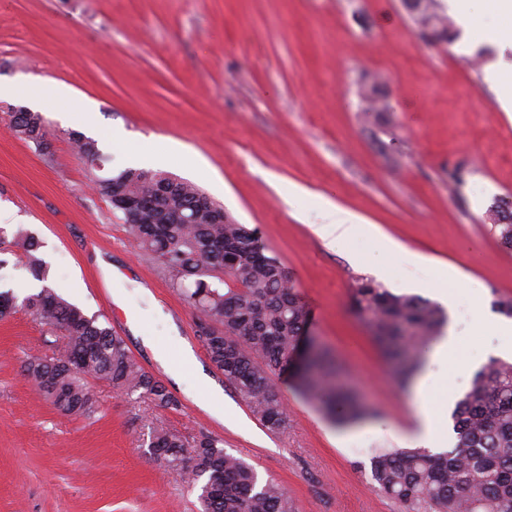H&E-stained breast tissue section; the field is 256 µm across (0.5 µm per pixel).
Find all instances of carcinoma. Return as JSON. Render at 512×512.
Instances as JSON below:
<instances>
[{
	"instance_id": "obj_1",
	"label": "carcinoma",
	"mask_w": 512,
	"mask_h": 512,
	"mask_svg": "<svg viewBox=\"0 0 512 512\" xmlns=\"http://www.w3.org/2000/svg\"><path fill=\"white\" fill-rule=\"evenodd\" d=\"M409 18L431 42L451 39V23L441 0H405ZM357 85L362 111L376 123L384 82L364 72ZM8 126L25 140L48 149L46 121L39 112H8ZM78 154L91 169L104 160L93 140L75 139ZM115 178L140 200L134 213H123L128 236L137 248L156 258L177 280L197 314L198 337L211 362L224 372L252 414L268 429L287 424L284 401L271 385L272 375L295 377L299 391L349 422L369 413L360 398L338 382L339 361L323 351L311 353L305 368H294L292 353L309 324V311L292 279L281 276L277 257L266 253L257 231L236 223L216 203L197 206L204 192L170 174L127 168ZM191 223L180 224V215ZM489 219L502 247L512 250V201H500ZM0 268L13 258L23 263L40 291L22 306L41 324L59 333L51 356L34 355L24 365L38 392L65 416L95 413L92 380H105L133 400H147L160 410L178 400L148 375L130 355L124 340L46 285L48 267L40 257L41 241L18 225L0 228ZM352 312L372 329L389 355L403 359L396 383L408 384L420 367L419 348L434 342L445 321L436 303L399 295L369 277L356 279L350 293ZM17 297L0 290V319L15 312ZM455 445L445 452L385 450L372 458L378 490L400 504L402 512H512V362L493 358L474 376L452 414ZM149 448L175 469L185 470L199 489L204 512H295L288 491L277 481H262L244 460L204 435L188 445L163 424L152 427ZM193 461L186 469L185 460Z\"/></svg>"
}]
</instances>
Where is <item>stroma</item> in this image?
<instances>
[{"mask_svg": "<svg viewBox=\"0 0 512 512\" xmlns=\"http://www.w3.org/2000/svg\"><path fill=\"white\" fill-rule=\"evenodd\" d=\"M501 54L512 60L511 49L473 33L426 42L401 0H0V81L69 88L92 114L106 172L130 167L146 145L195 157L196 166L176 157L161 170L258 229L293 278L314 340L370 410L340 422L276 375L288 423L262 425L210 361L170 274L134 248L122 215L92 189L73 145L91 124L48 120L46 156L0 120V203L39 237L57 292L111 327L180 402L158 411L94 380L96 412L62 416L23 372L28 356L51 354L56 336L17 309L0 320V512H201L183 472L149 451L159 422L220 439L260 479L280 482L296 512H400L378 491L371 459L416 448L412 391L396 385L393 363L352 314L350 290L382 269L396 294L430 300L448 288L460 357H498L492 302L512 295V251L487 214L512 200V118L485 75ZM365 70L386 79L399 135L388 145L361 121ZM115 130L123 144H113ZM458 166L464 182L449 183ZM297 186L307 196H291ZM324 199L364 226L336 251L312 231ZM388 240L402 252L387 253ZM135 321L170 359L189 347L234 420L204 410L193 375L174 382L133 334Z\"/></svg>", "mask_w": 512, "mask_h": 512, "instance_id": "35a3bbf8", "label": "stroma"}]
</instances>
